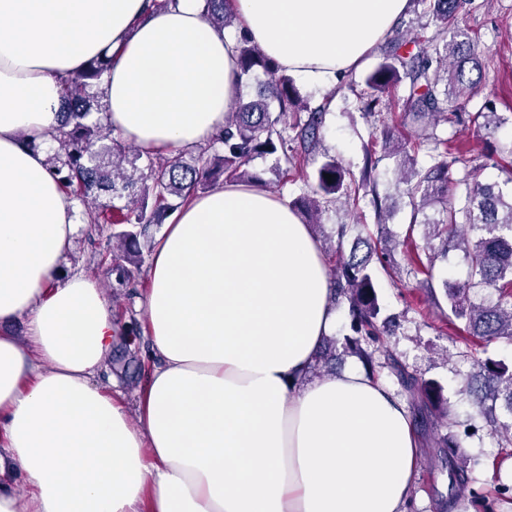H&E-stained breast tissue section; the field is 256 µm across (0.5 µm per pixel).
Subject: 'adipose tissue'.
<instances>
[{
	"instance_id": "ef3b65f1",
	"label": "adipose tissue",
	"mask_w": 512,
	"mask_h": 512,
	"mask_svg": "<svg viewBox=\"0 0 512 512\" xmlns=\"http://www.w3.org/2000/svg\"><path fill=\"white\" fill-rule=\"evenodd\" d=\"M409 0H229L281 73L361 66ZM0 0V512H405L419 456L371 374L312 377L336 330L323 251L286 200L213 187L157 238L144 295L160 363L136 413L96 381L119 334L83 273L61 278L76 208L47 157L63 85L111 56L107 121L154 152L206 143L240 93L237 35L200 0Z\"/></svg>"
}]
</instances>
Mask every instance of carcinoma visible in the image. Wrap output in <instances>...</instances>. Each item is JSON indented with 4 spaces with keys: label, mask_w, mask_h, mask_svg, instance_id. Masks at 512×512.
I'll list each match as a JSON object with an SVG mask.
<instances>
[{
    "label": "carcinoma",
    "mask_w": 512,
    "mask_h": 512,
    "mask_svg": "<svg viewBox=\"0 0 512 512\" xmlns=\"http://www.w3.org/2000/svg\"><path fill=\"white\" fill-rule=\"evenodd\" d=\"M225 0H203L202 15L216 27L232 24L233 16L224 10ZM440 28L442 40L431 47H421L404 56L400 50L407 45L398 34L390 42L389 54L364 75L361 93L364 108L375 110L379 95L402 80H409V94L404 116L417 124L428 120L448 119L443 105L466 100L475 93L484 70V50L468 36L453 27L456 15L467 0H422ZM111 60L97 57L87 62L83 72L63 88L58 125L52 135L58 148L49 157L63 193L87 215L89 240L102 235L105 224L121 225L112 233L119 247L108 243L103 259H111L112 270L121 277L131 276L129 266L144 262L139 238L152 224H162L184 207L200 189H206L235 176L248 183L259 178L250 174L251 161L262 155L277 156L285 172L301 164L314 153L321 141L323 110L312 107L294 86L291 77L279 73L278 66L253 44L246 35L238 39L236 66L240 76L262 71L269 81L258 99L244 104L236 102L224 118V127L207 144L198 148L193 163L180 156L165 159L156 154L135 151L121 145L112 136V129L102 118L91 119L94 100L90 88L101 84L110 69ZM446 73L447 88L439 97L437 86L441 73ZM278 103V112L270 110L269 101ZM293 135H288V132ZM426 150L428 163L417 166L415 154ZM391 154L404 171L402 184L411 197L413 213L408 227L412 233L424 227V238L441 241V258L448 257V248L463 252L467 264L466 280L454 284L443 280L445 297L451 314L464 322L466 335L488 346L502 339L512 343V191L506 193L497 182H483L468 169L469 159L449 138L434 133L410 148L397 146ZM465 170L461 178H453L452 167ZM376 162L371 153L359 179L346 178L347 171L328 156L316 168L314 188L300 195L294 206L307 213L310 223L320 225L321 202H333L338 196H358L359 191L376 184ZM332 175L327 180L325 175ZM103 193L127 196V203L112 207L102 217L93 212L92 204ZM436 208L437 217L418 221L420 212ZM354 226L339 224L333 253L338 261L331 269L334 297L349 302L352 334L343 337L342 350L356 355L366 370L375 375L390 370L411 400L413 411L426 429L441 426L451 419L452 411L443 398L441 386L408 372L386 345L380 328V304L374 277L369 268L372 260L383 262L389 241L372 235L356 236L349 252L344 242ZM414 269L426 274V284L434 278L435 259L423 262L419 252L409 253ZM473 405L498 426L500 447H512V423L492 418L493 404L505 396L512 414V363L485 359L478 375L467 382ZM433 447L448 458V470L455 482L467 489L470 460L459 454L461 448L454 435L440 434ZM507 490L501 485L492 491H469L467 507L471 512H495L499 495Z\"/></svg>",
    "instance_id": "carcinoma-1"
}]
</instances>
